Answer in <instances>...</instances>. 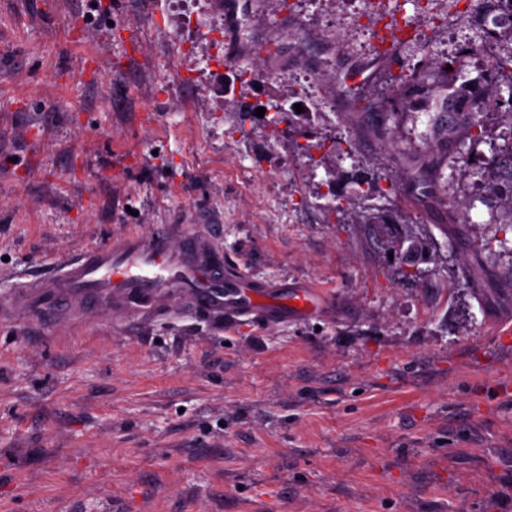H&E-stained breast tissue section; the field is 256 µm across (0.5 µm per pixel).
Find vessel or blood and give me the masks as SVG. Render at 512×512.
I'll list each match as a JSON object with an SVG mask.
<instances>
[{
	"instance_id": "obj_1",
	"label": "vessel or blood",
	"mask_w": 512,
	"mask_h": 512,
	"mask_svg": "<svg viewBox=\"0 0 512 512\" xmlns=\"http://www.w3.org/2000/svg\"><path fill=\"white\" fill-rule=\"evenodd\" d=\"M392 47L348 70L347 83L360 90L373 84L391 65ZM36 293L51 294L54 310L82 304L95 308L103 302H150L177 290L200 311L231 319L261 313L284 321L319 313L324 303L311 286L276 298L271 288H253L241 273L224 270L222 256L201 235L178 234L162 224L148 235L130 234L105 248L86 250L60 264L56 274L35 283Z\"/></svg>"
}]
</instances>
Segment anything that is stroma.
<instances>
[{"label":"stroma","mask_w":512,"mask_h":512,"mask_svg":"<svg viewBox=\"0 0 512 512\" xmlns=\"http://www.w3.org/2000/svg\"><path fill=\"white\" fill-rule=\"evenodd\" d=\"M265 8L239 59L216 0H0V512H512V209L495 192L512 118L485 113L480 173L458 160L419 200L361 113L425 55L480 42L499 8ZM394 27L428 51L400 44L337 111V50L365 62ZM288 98L303 110L277 128L256 116ZM391 127L399 154L421 152L423 112ZM356 168L378 188L349 184ZM381 213L423 243L415 267ZM161 224L255 284L315 286L330 311L10 308L63 260ZM493 236L496 263L463 246Z\"/></svg>","instance_id":"1"}]
</instances>
